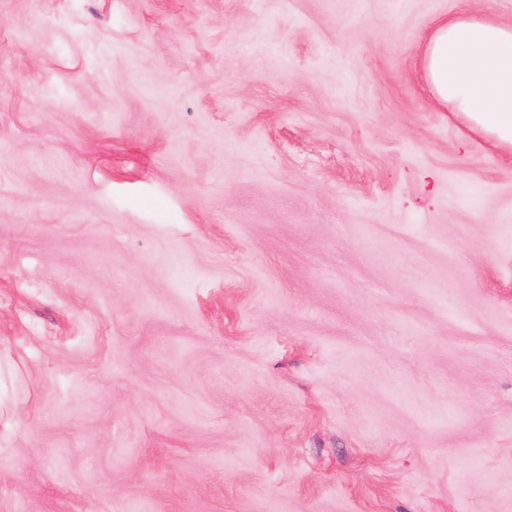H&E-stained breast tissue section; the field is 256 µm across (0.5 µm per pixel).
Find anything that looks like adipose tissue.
Returning <instances> with one entry per match:
<instances>
[{
    "instance_id": "1",
    "label": "adipose tissue",
    "mask_w": 512,
    "mask_h": 512,
    "mask_svg": "<svg viewBox=\"0 0 512 512\" xmlns=\"http://www.w3.org/2000/svg\"><path fill=\"white\" fill-rule=\"evenodd\" d=\"M496 0L437 20L422 53L423 79L438 102L460 113L469 129L512 149V26Z\"/></svg>"
}]
</instances>
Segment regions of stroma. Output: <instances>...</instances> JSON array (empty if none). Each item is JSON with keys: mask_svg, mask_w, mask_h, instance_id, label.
I'll list each match as a JSON object with an SVG mask.
<instances>
[{"mask_svg": "<svg viewBox=\"0 0 512 512\" xmlns=\"http://www.w3.org/2000/svg\"><path fill=\"white\" fill-rule=\"evenodd\" d=\"M480 6L0 0V512H512ZM496 0L437 20L422 53L424 82L438 102L459 112L469 129L512 149V26Z\"/></svg>", "mask_w": 512, "mask_h": 512, "instance_id": "obj_1", "label": "stroma"}]
</instances>
